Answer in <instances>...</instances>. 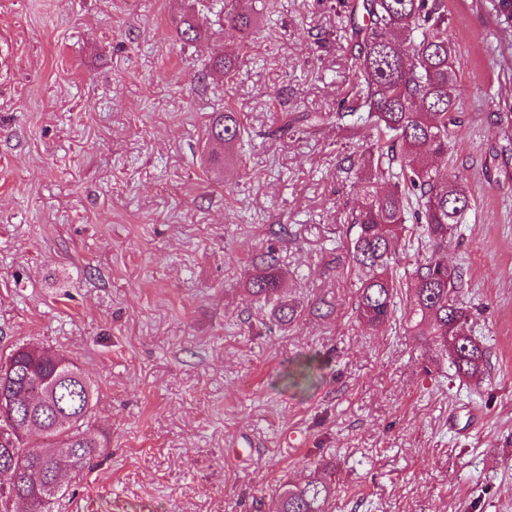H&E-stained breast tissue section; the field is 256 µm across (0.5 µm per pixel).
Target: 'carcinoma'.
<instances>
[{
    "mask_svg": "<svg viewBox=\"0 0 512 512\" xmlns=\"http://www.w3.org/2000/svg\"><path fill=\"white\" fill-rule=\"evenodd\" d=\"M497 28L512 31V0H487ZM356 52L352 68L361 93L343 104L336 120L350 116L370 124V146L346 156L339 168L354 175L361 204L348 215V265L358 271L357 317L375 330L389 324L405 295L410 327L449 356L459 378L484 375L488 351L466 332L472 307L463 300L464 275L457 266L418 259L406 282L396 266L408 247L439 251L472 208L462 173H448L435 159L448 157L450 139L462 122L461 84L448 41L447 0H342ZM224 20L249 39L254 11L225 8ZM239 113H215L210 138L228 147L241 140ZM255 300L272 304L271 318L287 326L301 315L282 296L277 248L260 257L246 284ZM96 389L67 356L19 345L0 360V512L21 502L27 512H55L64 496L45 490L60 470L78 475L105 452L85 428ZM335 487L310 476L286 485L278 512H329Z\"/></svg>",
    "mask_w": 512,
    "mask_h": 512,
    "instance_id": "obj_1",
    "label": "carcinoma"
}]
</instances>
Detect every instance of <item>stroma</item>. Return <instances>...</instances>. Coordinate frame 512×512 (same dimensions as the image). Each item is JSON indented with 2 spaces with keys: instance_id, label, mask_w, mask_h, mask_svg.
Listing matches in <instances>:
<instances>
[{
  "instance_id": "35a3bbf8",
  "label": "stroma",
  "mask_w": 512,
  "mask_h": 512,
  "mask_svg": "<svg viewBox=\"0 0 512 512\" xmlns=\"http://www.w3.org/2000/svg\"><path fill=\"white\" fill-rule=\"evenodd\" d=\"M261 2L244 46L224 0H0V357L67 355L107 446L59 512H277L318 464L332 512H512V50L475 0H448V168L472 208L442 257L491 363L462 381L404 314L376 332L354 313L337 165L372 132L336 121L361 90L339 0ZM186 15L201 40L180 39ZM227 51L229 77L211 69ZM227 109L244 138L214 162ZM277 224L303 307L285 329L245 291ZM306 359L302 390L286 373Z\"/></svg>"
}]
</instances>
